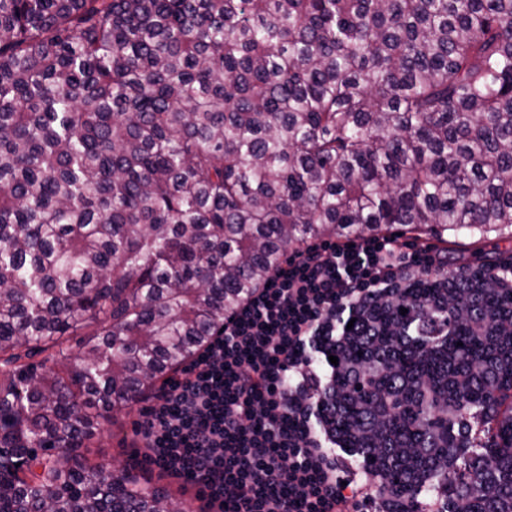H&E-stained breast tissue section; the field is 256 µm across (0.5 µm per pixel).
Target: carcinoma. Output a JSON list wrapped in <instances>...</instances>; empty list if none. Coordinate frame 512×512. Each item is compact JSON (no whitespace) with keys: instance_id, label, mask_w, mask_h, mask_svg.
Returning a JSON list of instances; mask_svg holds the SVG:
<instances>
[{"instance_id":"obj_1","label":"carcinoma","mask_w":512,"mask_h":512,"mask_svg":"<svg viewBox=\"0 0 512 512\" xmlns=\"http://www.w3.org/2000/svg\"><path fill=\"white\" fill-rule=\"evenodd\" d=\"M395 226L512 230V0H0V512H187L70 461L288 248ZM486 277L438 320L448 276L399 299L420 321L388 352L432 389L388 375V437L356 435L377 379L336 378L339 426L400 505L446 487L449 512L463 491L512 507V339L475 332L512 330V290ZM442 386L481 419L452 473Z\"/></svg>"}]
</instances>
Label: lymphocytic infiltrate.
I'll use <instances>...</instances> for the list:
<instances>
[{"label": "lymphocytic infiltrate", "instance_id": "lymphocytic-infiltrate-1", "mask_svg": "<svg viewBox=\"0 0 512 512\" xmlns=\"http://www.w3.org/2000/svg\"><path fill=\"white\" fill-rule=\"evenodd\" d=\"M471 261L413 248L401 234L320 241L292 250L224 326L167 381L142 397L137 448L196 488L207 512H393L382 472L363 467L336 436L338 346L377 344L373 311L405 285Z\"/></svg>", "mask_w": 512, "mask_h": 512}]
</instances>
